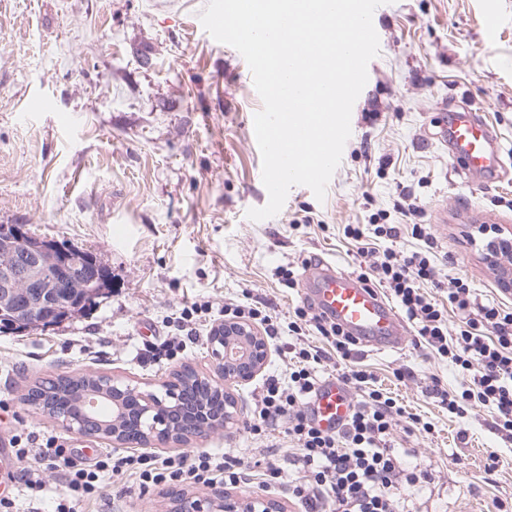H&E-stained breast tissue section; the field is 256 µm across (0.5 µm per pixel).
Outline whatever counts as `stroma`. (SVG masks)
I'll list each match as a JSON object with an SVG mask.
<instances>
[{"label":"stroma","instance_id":"1","mask_svg":"<svg viewBox=\"0 0 512 512\" xmlns=\"http://www.w3.org/2000/svg\"><path fill=\"white\" fill-rule=\"evenodd\" d=\"M207 0H0V224L92 253L111 286L59 324L0 332V432L35 448L49 437L79 449L92 465L104 453H142L139 444L86 437L36 413L25 394L36 381L93 372L159 390L191 367L219 378L208 336L227 301L264 304L280 319L300 305L299 289L281 285L278 267L318 255L359 273V246L346 224L387 211L393 224H429L441 281L459 274L480 299L512 309L484 259L478 227L512 234V172L466 177L436 137L449 104L485 117L512 160V0H389L373 23L380 53L351 115V136L324 200L292 187L281 211L255 222L246 212L267 204L253 118L263 107L251 70L233 47L215 41L199 15ZM40 97L55 109L35 112ZM208 303L210 314L186 335L183 307ZM402 346L359 351L358 365L430 432L397 426L391 445L402 468L430 469V484L405 491L403 512H496L512 504V441L483 412L460 418L426 392H451L462 378L416 341L404 325ZM184 340L182 354L154 361L147 345ZM405 378H398V371ZM284 436L255 439L243 427L216 429L190 450L230 455L278 447L283 485L272 492L282 512H302L288 496L297 469ZM502 463L489 469L488 455ZM31 498L24 482L0 483L12 512H54L66 493L46 473ZM214 486L184 483L147 494L102 480L86 512H171L174 495L206 498Z\"/></svg>","mask_w":512,"mask_h":512}]
</instances>
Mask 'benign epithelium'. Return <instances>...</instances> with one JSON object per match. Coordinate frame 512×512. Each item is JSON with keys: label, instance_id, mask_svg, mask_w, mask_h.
<instances>
[{"label": "benign epithelium", "instance_id": "1", "mask_svg": "<svg viewBox=\"0 0 512 512\" xmlns=\"http://www.w3.org/2000/svg\"><path fill=\"white\" fill-rule=\"evenodd\" d=\"M16 232L26 238L21 246L7 249L0 259V313L8 312L18 321L39 322L37 313L52 304L51 298L58 288L83 291L87 294L95 287L94 278L78 262L63 264L50 243L34 241L23 227L0 226V233ZM488 262L497 272L502 288L512 290V239L500 238L488 247ZM213 359L224 372L222 382L213 386H227L252 380L266 365L269 358L268 343L254 325L224 321L214 326L210 336ZM101 390H112V401L120 402L127 396L139 401L140 417L150 422L152 433L161 435L158 445L173 443L172 435L180 432L188 440L201 436L199 430L188 428L184 421L188 398L181 387L163 385L164 397L152 391H141L115 377L100 375ZM174 512H277L276 503L265 497L234 498L217 493L212 498H180Z\"/></svg>", "mask_w": 512, "mask_h": 512}]
</instances>
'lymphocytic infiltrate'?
Returning a JSON list of instances; mask_svg holds the SVG:
<instances>
[{
    "instance_id": "1",
    "label": "lymphocytic infiltrate",
    "mask_w": 512,
    "mask_h": 512,
    "mask_svg": "<svg viewBox=\"0 0 512 512\" xmlns=\"http://www.w3.org/2000/svg\"><path fill=\"white\" fill-rule=\"evenodd\" d=\"M385 217L380 211L371 215L369 223L343 227L345 237L361 245L359 254L365 265L361 278L381 288L420 341L462 376L461 393L435 384L431 396L459 417L478 408L486 410L496 430L512 440V312L498 303L479 300L466 276L453 277L445 284L438 280L431 225H410L418 246L406 251L397 245L400 227L386 223ZM370 236L384 241V248L366 246ZM452 312L460 318L453 332L448 329ZM224 317L263 326L269 337L285 330L303 342L304 336L317 332L336 354L339 379L361 394L354 400L348 420L335 432L316 427L308 404L319 382L322 354L303 342L295 353V368L283 377L268 376L254 402L248 431L264 437L282 430L299 469L298 477L289 483L291 495L305 512H400V491L430 482L428 472L403 469L391 447V435L399 423L418 425L426 432L430 424L376 388L371 372L354 365L356 342L351 336L307 303L294 309L284 328L268 311L240 301L225 303ZM72 455L65 444L49 440L29 456L25 485L32 496H40L44 490L42 469L63 474L71 497L68 503L58 504L57 512H80L83 503L97 492L104 472L115 480L134 477L144 494L150 487L177 482L206 484L221 478L232 485L251 464L247 457L203 451L164 459L126 455L98 461L95 468L86 469L76 467Z\"/></svg>"
}]
</instances>
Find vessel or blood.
I'll return each mask as SVG.
<instances>
[{
    "mask_svg": "<svg viewBox=\"0 0 512 512\" xmlns=\"http://www.w3.org/2000/svg\"><path fill=\"white\" fill-rule=\"evenodd\" d=\"M442 140L459 169L472 174H501L502 144L494 127L479 113L467 107L451 112L442 128ZM304 275L313 286L306 289L303 298L313 302L319 312L366 347H398L400 318L372 285L325 260L307 265ZM350 405L348 388L332 378L319 384L310 408L319 427L333 431L348 419Z\"/></svg>",
    "mask_w": 512,
    "mask_h": 512,
    "instance_id": "vessel-or-blood-1",
    "label": "vessel or blood"
}]
</instances>
